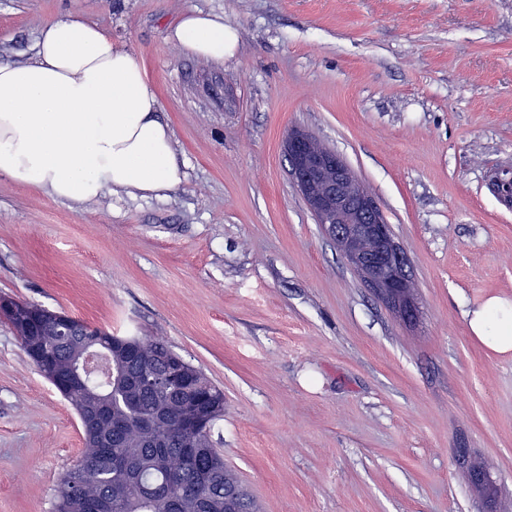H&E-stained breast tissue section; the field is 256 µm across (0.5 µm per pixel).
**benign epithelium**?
Wrapping results in <instances>:
<instances>
[{
  "label": "benign epithelium",
  "mask_w": 512,
  "mask_h": 512,
  "mask_svg": "<svg viewBox=\"0 0 512 512\" xmlns=\"http://www.w3.org/2000/svg\"><path fill=\"white\" fill-rule=\"evenodd\" d=\"M284 151L293 183L313 212L324 220L326 234L336 242L345 260L403 320H415L418 307L412 298L410 257L396 240L377 203L358 188L347 164L303 131L288 134ZM489 182L497 197L512 208V168L494 171ZM85 372L82 359L73 365L72 371L55 374L53 382L65 387ZM180 424L184 430H198L206 426L207 417L200 408L186 406ZM467 473L470 484L480 491L495 483L491 472L481 465H469Z\"/></svg>",
  "instance_id": "benign-epithelium-1"
}]
</instances>
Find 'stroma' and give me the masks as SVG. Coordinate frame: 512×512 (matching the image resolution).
I'll list each match as a JSON object with an SVG mask.
<instances>
[{
	"label": "stroma",
	"mask_w": 512,
	"mask_h": 512,
	"mask_svg": "<svg viewBox=\"0 0 512 512\" xmlns=\"http://www.w3.org/2000/svg\"><path fill=\"white\" fill-rule=\"evenodd\" d=\"M237 34L175 48L189 10ZM73 14L143 62L186 174L77 204L0 177V297L167 340L224 391L215 428L260 512H482L512 502V353L465 310L512 299V0H0V62ZM336 151L411 258L403 322L295 187L289 132ZM82 429L0 319V512H52ZM168 41L187 53L216 63L232 55L236 32L224 25V18L194 10L184 13L171 28ZM492 190L509 208H512V168L499 169L490 175Z\"/></svg>",
	"instance_id": "35a3bbf8"
}]
</instances>
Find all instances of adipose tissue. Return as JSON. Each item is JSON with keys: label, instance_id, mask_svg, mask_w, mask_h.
Listing matches in <instances>:
<instances>
[{"label": "adipose tissue", "instance_id": "obj_1", "mask_svg": "<svg viewBox=\"0 0 512 512\" xmlns=\"http://www.w3.org/2000/svg\"><path fill=\"white\" fill-rule=\"evenodd\" d=\"M168 40L220 63L237 34L223 17L194 10ZM159 109L141 60L110 33L74 16L52 20L30 61L0 63V177L75 203L119 190L146 197L177 188L185 174ZM465 317L489 350L512 352V299L488 297Z\"/></svg>", "mask_w": 512, "mask_h": 512}]
</instances>
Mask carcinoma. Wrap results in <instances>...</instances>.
<instances>
[{"label":"carcinoma","mask_w":512,"mask_h":512,"mask_svg":"<svg viewBox=\"0 0 512 512\" xmlns=\"http://www.w3.org/2000/svg\"><path fill=\"white\" fill-rule=\"evenodd\" d=\"M43 311L40 304L22 302L12 328L23 329ZM72 325L77 335L61 336L45 320L22 342L26 354L39 352L55 369L69 368L95 346L111 349L112 377H88L62 392L76 413L102 406L107 415L85 428L77 464L59 479L54 512H93L91 505L99 502L110 505L109 512H224L226 482L241 491L240 512H257L213 437L215 424L224 419V390L162 339L127 336L121 346L105 329L76 317ZM173 363L183 368L184 387L201 397L209 419L194 433L180 429L177 399L136 384L138 377L159 374Z\"/></svg>","instance_id":"1"}]
</instances>
